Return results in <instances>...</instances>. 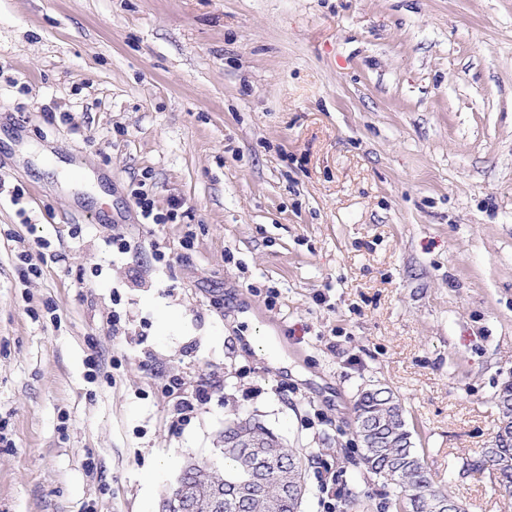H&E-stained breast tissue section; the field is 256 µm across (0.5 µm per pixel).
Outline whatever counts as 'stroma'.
<instances>
[{
    "label": "stroma",
    "mask_w": 512,
    "mask_h": 512,
    "mask_svg": "<svg viewBox=\"0 0 512 512\" xmlns=\"http://www.w3.org/2000/svg\"><path fill=\"white\" fill-rule=\"evenodd\" d=\"M508 381L512 0H0V512H159L234 413L311 456L304 512L324 463L385 512L378 386L465 512H512L462 468ZM132 196L140 216L146 224H168L177 219L178 210L182 204L178 199H170L168 209L164 212L158 209L153 196L143 189H135Z\"/></svg>",
    "instance_id": "obj_1"
}]
</instances>
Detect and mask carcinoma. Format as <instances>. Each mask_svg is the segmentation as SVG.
Returning a JSON list of instances; mask_svg holds the SVG:
<instances>
[{
    "label": "carcinoma",
    "instance_id": "1",
    "mask_svg": "<svg viewBox=\"0 0 512 512\" xmlns=\"http://www.w3.org/2000/svg\"><path fill=\"white\" fill-rule=\"evenodd\" d=\"M394 397L387 388H373L359 395L354 405L355 420L377 414L379 418L373 432V444L362 445L361 459L366 471L388 488L385 507L392 512H425L439 500L450 498L448 492L433 480L430 469L418 449L414 448L408 425L389 407ZM244 437L264 444L281 461L277 469L268 470L252 496L243 500L236 509L222 512H302L306 492V473L311 459L294 448L287 447L276 434L255 417L233 415L224 423L220 436L224 448L222 459L207 468L187 462L185 479L198 486L196 512H213L209 488H226L251 479L256 463L249 448H231L229 441ZM302 463L295 476H290L288 460ZM477 471H486L505 492L512 493V447L499 448L492 443L482 450L480 459L472 464Z\"/></svg>",
    "mask_w": 512,
    "mask_h": 512
}]
</instances>
